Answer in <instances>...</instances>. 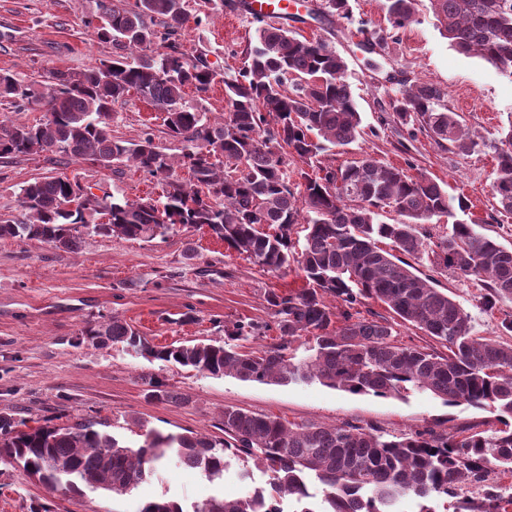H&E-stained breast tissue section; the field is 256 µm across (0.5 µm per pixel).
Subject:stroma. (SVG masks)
I'll return each mask as SVG.
<instances>
[{
  "mask_svg": "<svg viewBox=\"0 0 512 512\" xmlns=\"http://www.w3.org/2000/svg\"><path fill=\"white\" fill-rule=\"evenodd\" d=\"M348 4V17L330 24L287 21L306 38L330 41L345 58L362 116V137L325 154L324 164L337 167L369 156L411 176L426 173L445 183L450 196L466 199L483 233L512 250V218L498 216L492 191L495 149L512 113V79L452 49L436 28L427 0H420L415 22L397 32L387 22L381 0ZM186 8L184 50L205 53L211 68L223 76L205 97L190 90L186 98L218 118L227 110L223 81L243 67L256 24L243 16L228 19L221 10L205 12L202 0H186ZM100 13V0H0V71L33 82L56 68L82 72L114 58L115 46L98 38L93 26ZM363 34L375 38L373 53L358 48ZM418 79L447 90L449 106L483 138L479 151L451 153L425 134H409L396 124L388 103ZM112 130L129 141L152 132L155 143L170 155L183 149L166 134L161 113L133 94L115 105ZM58 175L99 185L120 200L162 192L156 179L128 166L103 169L67 158L55 163L42 156L20 157L0 162V218L20 215L22 185ZM414 265L433 275L437 288L470 313L476 335L495 336L504 314H512L510 300L500 302L495 312L484 311V290L477 279L433 270L425 259ZM302 284L296 271L263 270L203 229L178 226L150 242L91 235L75 253L36 239L0 238V413L54 424L93 416L107 420L114 436L132 442L149 429L221 436L228 407L298 424L351 422L387 438L426 426L454 431L491 426L494 418L488 411L448 405L427 391L376 397L316 381L265 384L212 377L131 355L119 344L101 347L83 334L88 326L117 318L159 346L190 340L220 343L234 324H269L265 335L248 341L258 349L277 336L268 293ZM154 381L172 391L175 401L153 399L149 390ZM239 471V464L231 463L217 484L203 471L172 461L126 495L88 491L77 496L48 491L19 467L0 462V512H33L40 506L50 512H138L145 500L161 496L188 506L217 494L250 496L268 479L257 468L245 480Z\"/></svg>",
  "mask_w": 512,
  "mask_h": 512,
  "instance_id": "obj_1",
  "label": "stroma"
}]
</instances>
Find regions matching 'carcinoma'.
Returning a JSON list of instances; mask_svg holds the SVG:
<instances>
[{
  "label": "carcinoma",
  "mask_w": 512,
  "mask_h": 512,
  "mask_svg": "<svg viewBox=\"0 0 512 512\" xmlns=\"http://www.w3.org/2000/svg\"><path fill=\"white\" fill-rule=\"evenodd\" d=\"M418 0H382L392 29L409 25ZM441 34L457 52L484 60L512 77V0H429ZM97 34L127 52L81 73L54 69L34 85L0 72V98L15 112L44 108L41 119L0 124V159L55 154L104 169L125 164L165 182L162 195L117 200L91 185L49 176L20 187L23 219L0 222V238L37 239L76 252L84 236L151 241L176 226L211 236L272 273L296 266L304 286L272 291L280 342L246 350L241 340L269 325H234L222 344L157 346L129 324L112 319L85 335L100 345L121 344L146 360L173 362L211 376L288 383L317 380L352 394L400 396L429 391L448 405L490 409L497 425L462 434L426 427L392 438L362 426L296 424L271 415L224 408V436L150 430L130 444L79 418L67 425L27 426L0 414V459L16 463L50 491L84 489L125 495L169 458L208 477L223 475L228 459L269 475L267 487L246 498L212 497L187 511L165 497L139 512H396L406 496L428 503L454 498V512H509L512 486L491 483L498 468L512 473V344L476 336L471 315L434 279L404 260L431 253L432 266L474 276L485 290L483 308L512 300V250L458 217L469 205L448 196L433 178L410 176L371 157L337 168L319 156L362 136L361 113L346 79L347 64L325 40H309L284 26L259 25L248 65L224 82L228 112L218 121L186 100L203 97L218 73L203 55L189 56L179 32L185 0H101ZM347 0H325L317 16L344 17ZM164 51L154 53L152 46ZM164 113L167 135L183 143L179 157L147 133L137 142L112 134V110L130 92ZM397 122L450 151L468 153L480 138L448 106L441 86L416 81L389 103ZM298 159L296 180L284 154ZM191 174L173 179L174 167ZM493 194L499 213L512 216V119L496 152ZM80 194L84 204L73 208ZM390 209L392 223L379 219ZM447 217L448 233L428 244V224ZM304 225L297 247L296 226ZM368 300L448 348L440 355L393 340L385 319L354 317ZM305 338L304 355L287 352ZM323 486L320 506L309 502V481ZM479 488L475 496L462 491Z\"/></svg>",
  "instance_id": "carcinoma-1"
}]
</instances>
